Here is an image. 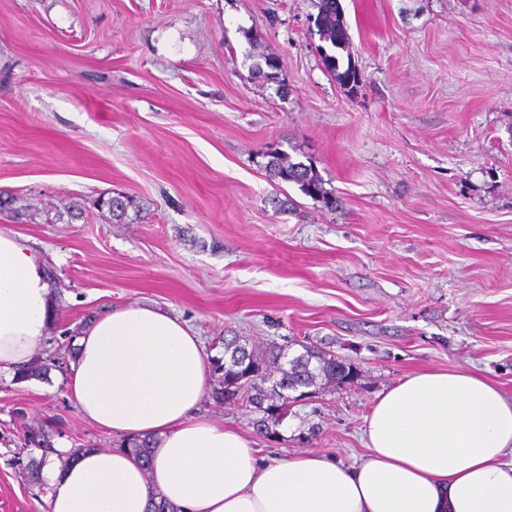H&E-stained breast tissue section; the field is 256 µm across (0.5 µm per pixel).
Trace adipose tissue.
<instances>
[{"label":"adipose tissue","mask_w":512,"mask_h":512,"mask_svg":"<svg viewBox=\"0 0 512 512\" xmlns=\"http://www.w3.org/2000/svg\"><path fill=\"white\" fill-rule=\"evenodd\" d=\"M56 315L45 260L0 230V376L33 360ZM69 389L114 434L154 441L149 462L89 448L43 467L49 512H512V397L462 367L428 369L379 394L366 453L261 458L244 433L199 416L210 368L178 317L115 308L81 329Z\"/></svg>","instance_id":"1"}]
</instances>
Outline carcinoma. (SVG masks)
Instances as JSON below:
<instances>
[{"mask_svg": "<svg viewBox=\"0 0 512 512\" xmlns=\"http://www.w3.org/2000/svg\"><path fill=\"white\" fill-rule=\"evenodd\" d=\"M317 8L315 23L322 41L335 50L349 51L350 37L342 17L340 0H318ZM320 51L327 70L341 85L355 91L360 83L357 69L349 65L341 72L337 56L324 47ZM266 168L271 178L293 183L326 210H336V196L324 187L323 179L312 165L275 151L270 153ZM221 344L223 355L211 359L212 372L217 378L214 396L223 401L233 400L258 413L254 425L266 436L277 433V427L290 414L295 402L290 393L320 383H348L357 376L352 364L312 346H306L304 353L290 357L285 349L276 346L250 348L248 344L241 343L238 336L224 337ZM24 438L27 446L41 451V459L54 453L44 428H30Z\"/></svg>", "mask_w": 512, "mask_h": 512, "instance_id": "carcinoma-1", "label": "carcinoma"}]
</instances>
